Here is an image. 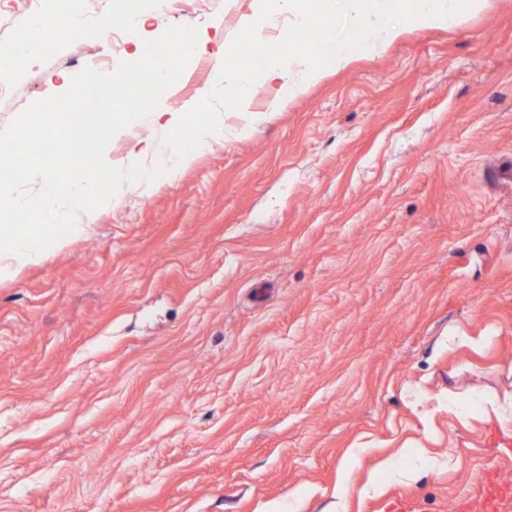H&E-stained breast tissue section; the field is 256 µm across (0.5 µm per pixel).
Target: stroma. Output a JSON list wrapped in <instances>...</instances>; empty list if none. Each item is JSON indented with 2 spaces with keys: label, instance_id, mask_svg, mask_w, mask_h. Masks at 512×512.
I'll use <instances>...</instances> for the list:
<instances>
[{
  "label": "stroma",
  "instance_id": "obj_1",
  "mask_svg": "<svg viewBox=\"0 0 512 512\" xmlns=\"http://www.w3.org/2000/svg\"><path fill=\"white\" fill-rule=\"evenodd\" d=\"M251 0L208 29L198 99ZM0 54V129L108 54ZM0 279V512H451L512 442V0L328 65ZM431 456H421V449Z\"/></svg>",
  "mask_w": 512,
  "mask_h": 512
}]
</instances>
